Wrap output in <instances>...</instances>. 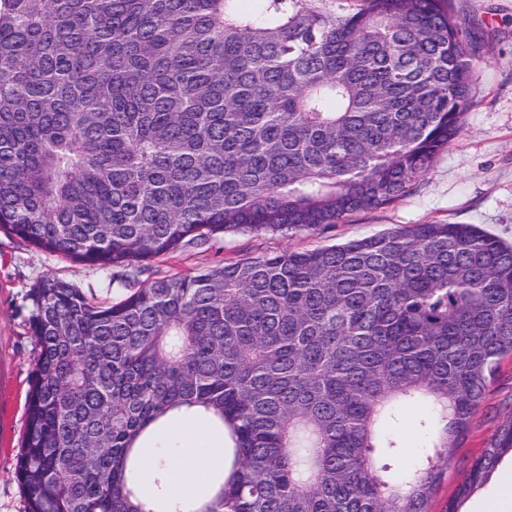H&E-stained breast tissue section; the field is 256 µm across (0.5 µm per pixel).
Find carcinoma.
<instances>
[{"label": "carcinoma", "mask_w": 512, "mask_h": 512, "mask_svg": "<svg viewBox=\"0 0 512 512\" xmlns=\"http://www.w3.org/2000/svg\"><path fill=\"white\" fill-rule=\"evenodd\" d=\"M0 0V231L112 270L47 275L15 465L26 512H429L512 355V245L411 224L127 284L226 233L315 231L408 193L459 134L472 48L450 0ZM428 446L393 464L399 411ZM201 407L233 433L202 510L138 438ZM512 451L504 422L448 501Z\"/></svg>", "instance_id": "1"}]
</instances>
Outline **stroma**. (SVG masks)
<instances>
[{"label": "stroma", "instance_id": "obj_1", "mask_svg": "<svg viewBox=\"0 0 512 512\" xmlns=\"http://www.w3.org/2000/svg\"><path fill=\"white\" fill-rule=\"evenodd\" d=\"M456 22L475 53L472 101L463 129L410 192L386 208L354 214L325 230L289 234H228L209 250L188 249L155 260V277L189 274L248 256L303 250L371 236L410 224H475L512 243V0H452ZM55 274L98 303L115 301L111 271L48 254L0 232V512H26L14 465L25 432L26 393L34 368L29 289ZM426 411H400L399 465L411 463L425 443ZM512 417V356L504 357L469 431L449 451L448 472L430 512L457 499L473 462L500 425Z\"/></svg>", "mask_w": 512, "mask_h": 512}]
</instances>
